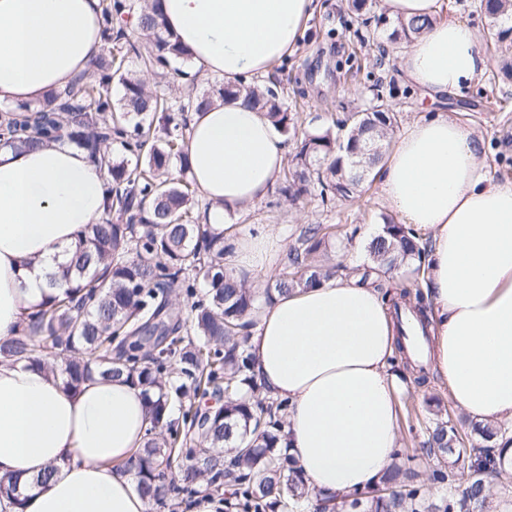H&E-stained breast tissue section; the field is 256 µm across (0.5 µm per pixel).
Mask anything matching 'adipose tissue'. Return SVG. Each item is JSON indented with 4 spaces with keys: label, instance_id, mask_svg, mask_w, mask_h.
Instances as JSON below:
<instances>
[{
    "label": "adipose tissue",
    "instance_id": "ef3b65f1",
    "mask_svg": "<svg viewBox=\"0 0 512 512\" xmlns=\"http://www.w3.org/2000/svg\"><path fill=\"white\" fill-rule=\"evenodd\" d=\"M393 18L429 17L399 61L404 82L441 101L487 67L481 38L447 0H382ZM315 0H162L165 28L202 73L235 83L292 54ZM102 0H0V105L43 101L92 71ZM188 175L224 233L237 275L272 270L280 234L241 231L288 158L266 113L244 99L195 112ZM398 223L429 235L423 264L433 371L451 400L495 429L512 462V181L488 172L481 139L447 112L406 125L378 166ZM108 175L66 142L0 149V337L15 335L50 292L78 229L105 213ZM259 380L288 404L282 445L308 498L372 488L399 446L397 333L381 290L351 274L277 296L249 340ZM140 389L125 378L66 389L46 368L0 363V478L29 484L25 512H147L131 474L116 471L146 441ZM47 483H40L43 473Z\"/></svg>",
    "mask_w": 512,
    "mask_h": 512
}]
</instances>
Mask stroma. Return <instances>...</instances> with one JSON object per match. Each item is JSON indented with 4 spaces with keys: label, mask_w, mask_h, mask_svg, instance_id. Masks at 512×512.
<instances>
[{
    "label": "stroma",
    "mask_w": 512,
    "mask_h": 512,
    "mask_svg": "<svg viewBox=\"0 0 512 512\" xmlns=\"http://www.w3.org/2000/svg\"><path fill=\"white\" fill-rule=\"evenodd\" d=\"M345 0H317L305 36L288 59L284 73L285 101L300 118V129L318 133L335 130L337 119L369 106V78L382 79L385 101L396 111L399 125H407L430 112H454L456 117L484 142L488 170L493 178L512 180V79L499 77L500 54L486 49L489 65L468 88L452 94L445 103H431L404 83L397 62L407 51L403 40L392 37L388 26L357 32L346 24ZM392 214L380 192L376 176H369L354 201L339 200L323 205L318 194L291 203L271 191L249 205L238 219L240 225L264 224L280 232L287 246H294L301 227L321 224L327 236L319 258L326 267L341 266L357 273L371 270L367 252L370 234L379 233ZM399 444L410 458L408 467L426 473L440 463L427 454L424 443L436 414L449 419L465 436V446L479 444L465 412L445 394L439 382L421 385L408 380L399 396Z\"/></svg>",
    "instance_id": "obj_1"
}]
</instances>
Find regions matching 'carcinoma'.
<instances>
[{
  "instance_id": "obj_1",
  "label": "carcinoma",
  "mask_w": 512,
  "mask_h": 512,
  "mask_svg": "<svg viewBox=\"0 0 512 512\" xmlns=\"http://www.w3.org/2000/svg\"><path fill=\"white\" fill-rule=\"evenodd\" d=\"M480 7L494 19L497 41L512 53V26L503 22L512 0H482ZM122 17L136 19L139 34L150 41L142 58L145 70L163 77L179 74L172 65L187 60L188 52L166 33L158 0H105L102 36L109 51L97 56L92 73L52 91L44 104L0 110V148L65 140L106 166L111 199L98 223L78 231L75 251L54 277L56 291L48 301L28 315L17 334L0 337V362L37 368L58 364L64 384L74 390L97 376L123 375L139 387L147 404V440L123 470L135 472L149 506L178 512L203 493L229 495V507L236 512H296L308 495L296 461L277 446L286 404L262 395L248 349L260 299L224 265V231L202 223L208 204L186 177L184 140L185 115L216 98L244 96L287 138L297 135V117L277 81L263 87L220 84L202 95H177L168 81L148 86L123 71L134 43L117 25ZM429 25L426 17L400 19L393 35L409 43ZM115 79L124 89L118 109L111 96ZM381 88L378 79L375 104L340 122L349 126L346 139L326 132L299 140L293 178L278 188L280 194L296 197L314 175L322 202L355 197L360 180L352 176V163L374 169L397 124ZM133 116L159 123L162 143L148 144L139 123L128 128ZM114 143L120 154L104 153ZM325 236L321 224L301 231L288 254L295 272L276 278L265 301L274 292L308 288L330 277L314 260ZM367 251L387 273L425 254L422 243L392 221L369 241ZM377 287L385 289L399 335H404L409 292L381 283ZM174 294L192 300L190 323L174 313ZM398 352L403 369L426 383L424 369L405 343H399ZM212 393L224 394V404L202 416L196 399ZM176 404L182 409L179 430L169 419ZM192 443L201 445L197 456L173 469ZM427 444L448 458V465L430 470L422 482L410 469L395 465L382 478L387 492H365L350 507L419 512L428 482L448 487V495L430 512H487L490 479L507 474L503 455L456 447L454 428L442 420L430 429ZM462 474L465 487L459 492L455 484ZM2 498L21 509L26 496L18 480L0 479Z\"/></svg>"
}]
</instances>
